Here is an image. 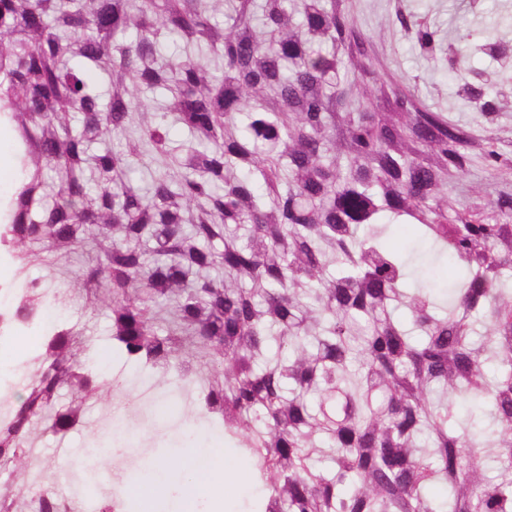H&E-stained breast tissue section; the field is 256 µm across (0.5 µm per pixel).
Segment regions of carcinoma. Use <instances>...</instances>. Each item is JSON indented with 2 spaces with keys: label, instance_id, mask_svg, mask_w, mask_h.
<instances>
[{
  "label": "carcinoma",
  "instance_id": "cac0c4a2",
  "mask_svg": "<svg viewBox=\"0 0 512 512\" xmlns=\"http://www.w3.org/2000/svg\"><path fill=\"white\" fill-rule=\"evenodd\" d=\"M211 2L0 0V124L24 172L0 203V247L23 262L44 238L75 248L86 225H112L84 278L104 291L112 344L151 370L210 369L200 411L257 458L258 512H512V189L448 202L466 148L499 179L512 174V144L474 137L366 63L371 44L345 0H227V30ZM396 21L436 53L425 22ZM169 36L185 56L162 57ZM448 69L492 122L486 80L451 50ZM149 93L154 119L128 142L156 164L144 189L123 154L90 147L126 135ZM172 120L192 140L178 153ZM396 224L453 261L448 293L409 287L388 243ZM215 266L224 280L203 276ZM22 287L25 326L45 296ZM172 297L168 320L160 303ZM79 334L47 328L23 392L0 389L6 477L31 467L38 426L83 427V399L109 391L74 356ZM273 342L288 357H268ZM473 399L484 426L455 413ZM432 484L448 496L430 497ZM24 507L72 512L49 489Z\"/></svg>",
  "mask_w": 512,
  "mask_h": 512
}]
</instances>
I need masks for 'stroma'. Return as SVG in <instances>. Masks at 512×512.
Here are the masks:
<instances>
[{"label": "stroma", "mask_w": 512, "mask_h": 512, "mask_svg": "<svg viewBox=\"0 0 512 512\" xmlns=\"http://www.w3.org/2000/svg\"><path fill=\"white\" fill-rule=\"evenodd\" d=\"M348 4L356 25L400 81L410 85L428 109L447 113L450 121L475 135L484 134L485 127L460 96L455 73L441 56L420 52L411 36L396 24V13L402 11L425 21L436 31L441 45H454L465 54L470 70L493 75L499 109L494 133L496 138L512 141V0H348ZM485 38L508 46V53L493 58L470 50V43ZM500 187V181L487 177L475 160L466 174L449 184L448 200L459 205L478 193L489 199ZM390 244L418 253L421 274L436 290H443L452 280L453 269L447 262H432L410 228L393 226ZM35 250L37 259L25 265L0 251V282L33 280L55 294L61 320L84 330L75 344L80 358L98 354L108 362L111 390L105 398L86 402V428L64 436L39 432L34 439V465L52 466L78 455L93 482L82 512H95L100 496L121 491L123 474L142 458L165 452L185 430L205 427V419L191 411L201 384L184 377L178 368L152 371L113 350L108 312L103 308L91 311L94 297L82 286V274L95 259L87 247L66 254L47 241ZM117 419L124 424L127 442L116 450L111 445L110 427Z\"/></svg>", "instance_id": "obj_1"}]
</instances>
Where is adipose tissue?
<instances>
[{"mask_svg":"<svg viewBox=\"0 0 512 512\" xmlns=\"http://www.w3.org/2000/svg\"><path fill=\"white\" fill-rule=\"evenodd\" d=\"M217 434L198 436L193 446L179 445L164 455L147 458L140 472L132 474L133 487L152 486L162 502L159 512H225L227 503L244 489L242 466H219Z\"/></svg>","mask_w":512,"mask_h":512,"instance_id":"adipose-tissue-1","label":"adipose tissue"}]
</instances>
